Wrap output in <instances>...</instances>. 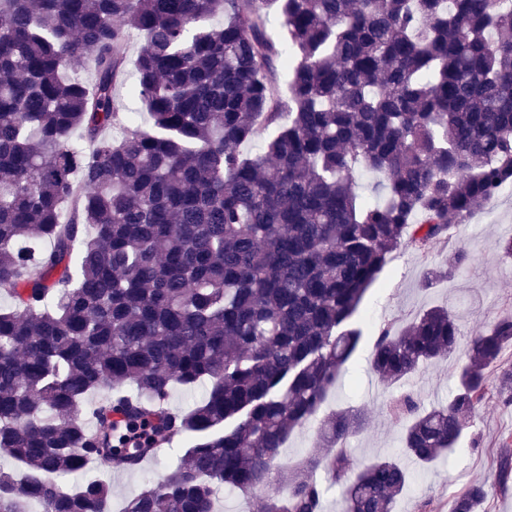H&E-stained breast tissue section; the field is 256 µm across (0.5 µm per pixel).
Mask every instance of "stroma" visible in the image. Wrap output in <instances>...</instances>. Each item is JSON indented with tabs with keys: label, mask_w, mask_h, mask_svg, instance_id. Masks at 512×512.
Listing matches in <instances>:
<instances>
[{
	"label": "stroma",
	"mask_w": 512,
	"mask_h": 512,
	"mask_svg": "<svg viewBox=\"0 0 512 512\" xmlns=\"http://www.w3.org/2000/svg\"><path fill=\"white\" fill-rule=\"evenodd\" d=\"M512 237V184L503 187L491 207L469 222L452 230L451 245L465 248L470 265L455 277L434 287L421 286L427 269L443 265L446 249L422 255L401 247L391 253L377 280L367 291L356 324L363 337L357 352L346 363L327 402H347L368 408L371 422L366 432L351 438V456L364 463L369 459L396 456L401 446L400 429L387 416L385 406L398 392L411 394L421 405L430 407L447 402L460 359L428 365L406 380L401 389H392L372 370L369 354L375 330L383 324L409 322L422 309L445 306L455 317L462 336L486 328L495 318L512 316V258L499 248L500 240ZM471 431L480 439L479 448L469 442L434 466L417 473L399 497L395 512H419L425 501H432L434 512H448L450 498L469 484L493 479L495 464L502 455L501 438L512 433V407L490 399L474 419ZM171 463L169 456L144 463L135 472L93 469V476L112 488L113 512H121L126 500L146 482L162 478Z\"/></svg>",
	"instance_id": "stroma-1"
}]
</instances>
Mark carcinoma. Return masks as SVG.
<instances>
[{"mask_svg": "<svg viewBox=\"0 0 512 512\" xmlns=\"http://www.w3.org/2000/svg\"><path fill=\"white\" fill-rule=\"evenodd\" d=\"M127 80L144 119L117 102ZM509 180L512 0H0V512H109L108 485L61 478L163 451L168 472L123 512H216V484L321 512L319 470L341 512H393L412 472L345 448L366 409L323 418L320 456L281 448L357 349L388 255L448 245L449 221ZM469 263L451 249L422 287ZM463 343L431 306L380 327L371 362L394 385ZM464 344L448 403L389 405L419 465L455 451L488 396L512 404V366L489 372L512 317ZM203 381L195 407L168 406ZM511 478L507 452L449 512Z\"/></svg>", "mask_w": 512, "mask_h": 512, "instance_id": "1", "label": "carcinoma"}]
</instances>
